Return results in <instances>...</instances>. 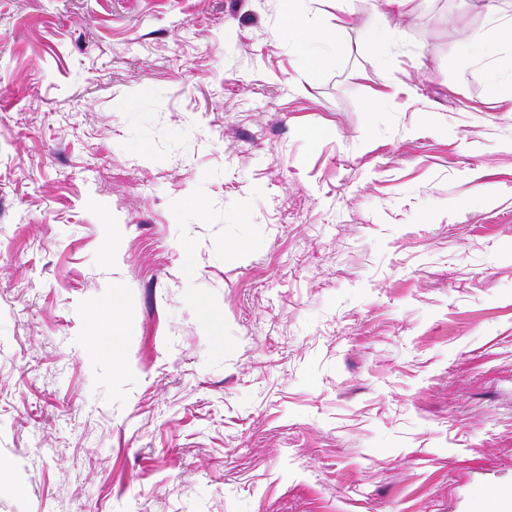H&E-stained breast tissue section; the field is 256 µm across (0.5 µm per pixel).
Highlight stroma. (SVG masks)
<instances>
[{
	"label": "stroma",
	"mask_w": 512,
	"mask_h": 512,
	"mask_svg": "<svg viewBox=\"0 0 512 512\" xmlns=\"http://www.w3.org/2000/svg\"><path fill=\"white\" fill-rule=\"evenodd\" d=\"M501 15L414 0L312 77L282 0H0V512L512 488V112L460 52ZM412 91L413 88L409 85L387 84L386 90L374 94L369 104V110L371 112H379L387 106L394 104L400 95L409 96ZM118 307V302L116 299H112V308H113V320L106 329L105 333L101 336H97L96 345L103 351H107L112 345V357L115 361H119L120 359V350L118 348V339L122 336L126 329L122 320L115 317V311Z\"/></svg>",
	"instance_id": "stroma-1"
}]
</instances>
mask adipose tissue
I'll use <instances>...</instances> for the list:
<instances>
[{"instance_id": "1", "label": "adipose tissue", "mask_w": 512, "mask_h": 512, "mask_svg": "<svg viewBox=\"0 0 512 512\" xmlns=\"http://www.w3.org/2000/svg\"><path fill=\"white\" fill-rule=\"evenodd\" d=\"M300 0H285V19L288 34L295 39L299 50L306 54L308 68L317 71L322 63L324 46L339 41L344 33L355 23L354 13L349 0H335L336 28L332 31L314 30L306 13L299 6ZM465 53L481 57H494L498 60L501 79L490 86L492 98L512 112V22L498 25L491 34L474 33L463 44Z\"/></svg>"}]
</instances>
